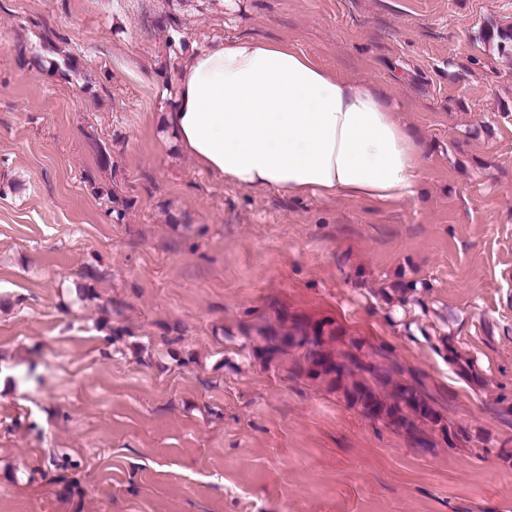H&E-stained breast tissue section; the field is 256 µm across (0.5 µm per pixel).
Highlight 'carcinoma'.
<instances>
[{
    "mask_svg": "<svg viewBox=\"0 0 512 512\" xmlns=\"http://www.w3.org/2000/svg\"><path fill=\"white\" fill-rule=\"evenodd\" d=\"M482 38L499 54L512 57V26H491ZM256 334L268 359L290 357L288 372L293 377L325 386L362 417L404 437L417 451L468 448L473 442L429 393L423 373L387 347L366 349L360 341H343L326 322L311 324L293 317L279 319L276 326L260 325Z\"/></svg>",
    "mask_w": 512,
    "mask_h": 512,
    "instance_id": "obj_1",
    "label": "carcinoma"
}]
</instances>
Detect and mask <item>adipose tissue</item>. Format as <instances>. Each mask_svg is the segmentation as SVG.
<instances>
[{
	"label": "adipose tissue",
	"mask_w": 512,
	"mask_h": 512,
	"mask_svg": "<svg viewBox=\"0 0 512 512\" xmlns=\"http://www.w3.org/2000/svg\"><path fill=\"white\" fill-rule=\"evenodd\" d=\"M196 164L245 189L411 200L426 159L379 93L288 43L250 37L191 52L163 119Z\"/></svg>",
	"instance_id": "ef3b65f1"
}]
</instances>
